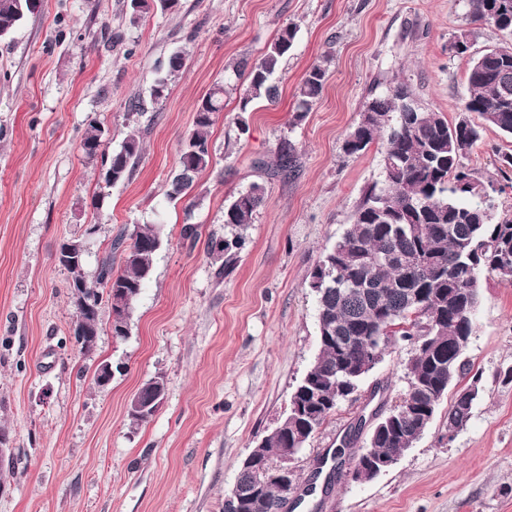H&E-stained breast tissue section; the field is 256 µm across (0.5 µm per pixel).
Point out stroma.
I'll use <instances>...</instances> for the list:
<instances>
[{
	"label": "stroma",
	"mask_w": 512,
	"mask_h": 512,
	"mask_svg": "<svg viewBox=\"0 0 512 512\" xmlns=\"http://www.w3.org/2000/svg\"><path fill=\"white\" fill-rule=\"evenodd\" d=\"M296 40L276 103L239 109L246 83L232 70L257 59L288 25ZM468 53H453L460 30ZM512 41L471 21L467 0H178L134 16L130 0H42L40 12L0 40V426L15 453L0 471V512H224L240 461L285 417L319 352L309 270L352 222L365 188L382 178V143L345 155L364 102L401 85L420 105L456 120L472 57ZM184 69L165 99L149 86L173 49ZM327 69L321 97L295 119L307 69ZM224 85L210 130L212 165L195 206L170 201L169 178L193 127L194 106ZM117 149L136 128L142 152L129 180L101 189L80 147L90 122ZM297 167L272 175L280 141ZM512 138L486 129L463 163L493 181L499 213H512V169L498 153ZM260 184L267 202L243 230L232 273L209 253L231 236L224 206ZM100 207H92L94 195ZM196 225L188 238L184 224ZM97 225L86 235L89 225ZM144 224L162 229L152 274L134 303L131 333L112 336L102 306L94 351L73 344L69 273L55 255L83 239L95 280L110 244ZM409 346L391 345L293 460L300 481L341 447L359 420L407 387ZM465 357L481 375L466 427L448 434V401L414 447L369 482L339 470L329 494L296 512H512V284L481 279ZM112 380L94 382L99 365ZM161 376L152 418L131 424L128 404Z\"/></svg>",
	"instance_id": "stroma-1"
}]
</instances>
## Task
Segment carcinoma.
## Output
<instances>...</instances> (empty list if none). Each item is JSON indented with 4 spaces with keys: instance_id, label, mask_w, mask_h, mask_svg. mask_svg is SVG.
<instances>
[{
    "instance_id": "1",
    "label": "carcinoma",
    "mask_w": 512,
    "mask_h": 512,
    "mask_svg": "<svg viewBox=\"0 0 512 512\" xmlns=\"http://www.w3.org/2000/svg\"><path fill=\"white\" fill-rule=\"evenodd\" d=\"M474 22L487 23L512 36V0H467ZM29 0H0V35L11 33L25 18L35 15ZM297 34L285 27L260 57L241 60L236 75L246 80L240 111L254 101L276 102L275 78ZM186 65L182 50L172 52L164 68L167 76L155 79L151 96H167L168 77ZM326 68L311 66L295 93L296 117L311 111L322 94ZM468 96L459 119L448 122L441 112L413 107L412 95L402 86L363 104L361 119L344 141L343 151L352 156L381 140L383 179L364 193L353 222L308 276V288L317 298V335L320 351L312 367L290 397L288 428L262 439L268 460L277 459L290 447L294 431L311 438L337 404L352 396L359 380L376 364L388 344L370 341L390 325L393 335L430 349L428 356L411 362L408 386L390 406L388 427L372 444L376 453L411 448L432 422L442 396L451 384L467 375L470 384L458 389L448 407V439L471 418L479 394L480 376L464 358L461 337L473 333L482 276L512 281V217L497 213L494 200L483 201L478 191L493 186L466 167L462 158L482 138L484 129L495 128L512 136V51L488 50L470 61ZM224 111V85L211 89L195 107L193 128L182 146L177 170L169 181L171 200L186 197L199 175L211 164L208 137L215 117ZM475 113L476 124L469 119ZM105 129L92 122L81 141L85 157L99 164V177L108 186L133 174L141 153V140L131 132L121 149L112 153L102 145ZM276 166L294 168L295 149L287 141L276 151ZM267 200L265 188L254 185L238 193L224 209L225 226L235 230L232 240L211 245L224 254V272L232 271L235 253L244 244L240 230L252 223ZM161 245V230L145 225L129 237L119 236L111 249L122 253V267L112 268V253L102 258L97 285L85 278L83 263L67 265L69 288L82 289L91 312L75 309L74 346L82 354L85 339L96 343L99 312L112 303V336L129 334L133 303L151 276ZM167 391L164 377L146 380L138 393L152 402L146 412L128 411L132 423L148 422ZM253 470L239 469L235 489L237 503L224 502V512H277L283 507L279 490L269 486L253 497Z\"/></svg>"
}]
</instances>
